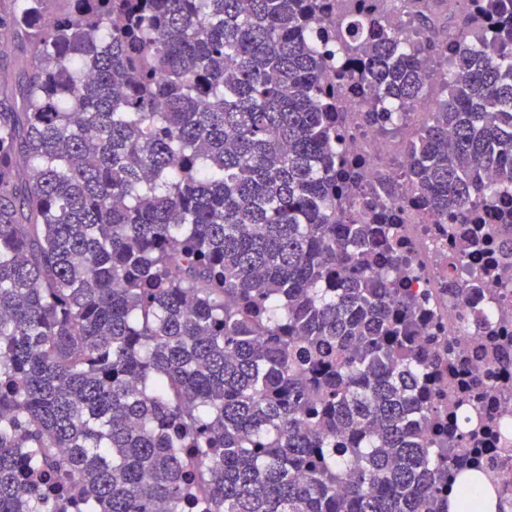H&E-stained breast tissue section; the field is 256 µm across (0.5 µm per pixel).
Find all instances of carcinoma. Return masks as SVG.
<instances>
[{
	"mask_svg": "<svg viewBox=\"0 0 512 512\" xmlns=\"http://www.w3.org/2000/svg\"><path fill=\"white\" fill-rule=\"evenodd\" d=\"M0 38V512H448L483 468L480 415L433 403L460 362L419 345L400 185L364 192L340 155L352 86L384 131L447 97L409 141L435 224L475 229L456 268L512 265V0H10ZM338 44L353 59L333 69ZM505 283L450 281L463 301ZM512 332L477 338L493 359ZM488 269H492V276L497 275L503 280L512 281L510 271H505L502 266L497 265L495 253L485 254L476 261H472L471 259L464 260L460 265H458L455 277L468 275L472 271L484 273Z\"/></svg>",
	"mask_w": 512,
	"mask_h": 512,
	"instance_id": "carcinoma-1",
	"label": "carcinoma"
}]
</instances>
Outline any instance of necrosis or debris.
<instances>
[{
	"label": "necrosis or debris",
	"mask_w": 512,
	"mask_h": 512,
	"mask_svg": "<svg viewBox=\"0 0 512 512\" xmlns=\"http://www.w3.org/2000/svg\"><path fill=\"white\" fill-rule=\"evenodd\" d=\"M340 106L344 110L342 118L348 128L346 151L363 159L367 178H374L377 171H386L392 180L401 184L402 192L409 201L398 226L407 260L392 268L390 274L408 280L418 295L426 296L429 304L428 325L436 337V353H447L449 347L455 346L463 336L466 327L460 318L462 307L482 312L490 323L500 322L507 315L512 317V295L493 301L486 293L476 292L465 305H457L448 292L449 275L452 273L448 270V256L455 242L447 225L430 223L418 206L413 204L414 193L404 177L407 158L402 137L390 138L368 132L353 98H342ZM469 363L481 369L478 390L471 394L470 404L490 410L502 426L512 431V392L497 390L495 365L486 363L481 353L474 350L469 353Z\"/></svg>",
	"instance_id": "4bbe7bcc"
}]
</instances>
